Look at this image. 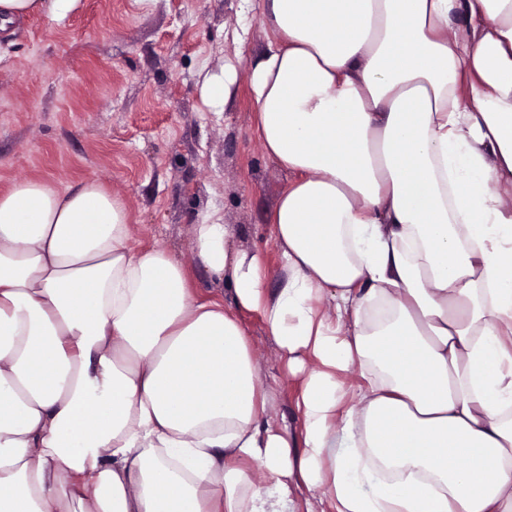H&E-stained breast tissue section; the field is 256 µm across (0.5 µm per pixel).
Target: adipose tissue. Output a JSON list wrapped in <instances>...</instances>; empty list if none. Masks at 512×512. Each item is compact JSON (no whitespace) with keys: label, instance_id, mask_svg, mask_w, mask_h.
<instances>
[{"label":"adipose tissue","instance_id":"ef3b65f1","mask_svg":"<svg viewBox=\"0 0 512 512\" xmlns=\"http://www.w3.org/2000/svg\"><path fill=\"white\" fill-rule=\"evenodd\" d=\"M262 23L277 288L221 221L192 256L228 305L98 181L0 193V512H512V0ZM241 310L302 377L300 436Z\"/></svg>","mask_w":512,"mask_h":512}]
</instances>
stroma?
<instances>
[{
    "label": "stroma",
    "instance_id": "stroma-1",
    "mask_svg": "<svg viewBox=\"0 0 512 512\" xmlns=\"http://www.w3.org/2000/svg\"><path fill=\"white\" fill-rule=\"evenodd\" d=\"M264 0H79L0 35V191L24 178L98 180L126 203L131 242L186 262L197 296L229 300L192 261V227L222 219L265 252L280 281L270 214L291 180L263 152L246 75L266 47ZM237 67L230 99L205 80ZM272 413L300 432V380L256 315L242 313Z\"/></svg>",
    "mask_w": 512,
    "mask_h": 512
}]
</instances>
